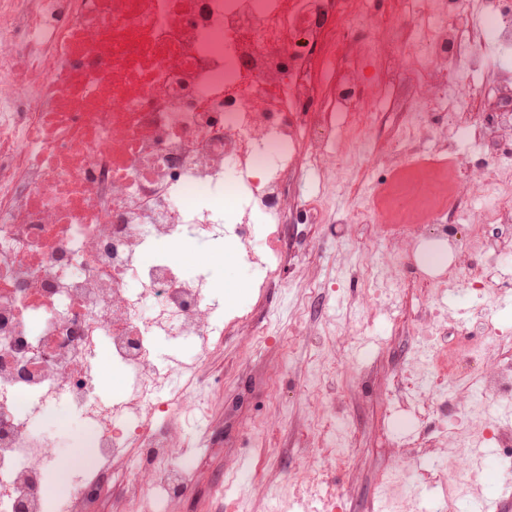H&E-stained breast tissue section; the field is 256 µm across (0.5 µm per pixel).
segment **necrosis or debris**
Returning <instances> with one entry per match:
<instances>
[{"instance_id":"necrosis-or-debris-1","label":"necrosis or debris","mask_w":512,"mask_h":512,"mask_svg":"<svg viewBox=\"0 0 512 512\" xmlns=\"http://www.w3.org/2000/svg\"><path fill=\"white\" fill-rule=\"evenodd\" d=\"M363 0H0V512H112L144 482L176 512L194 474L173 463L185 407L181 370L161 361L159 336L207 344L219 335L206 276L184 279L177 262L152 258L231 239L267 287L282 261L281 226L297 198L288 181L302 162L337 164L332 144L365 135L374 120L367 89L380 71L356 57L392 53L407 79L408 137L390 159L402 200L447 217L457 192L440 196L417 143L437 137L452 164L475 140L489 157L484 204L465 214L470 245L487 259L512 253L494 237L512 223V75L467 99L495 104L472 122L454 87L491 72L489 46L512 47V0H415L393 13L388 46L356 39ZM334 66L331 88L321 69ZM151 305L143 316V305ZM437 385L466 377L498 347L484 318ZM108 346L119 400L99 395L97 350ZM69 415H61L59 406ZM88 456L61 458L71 416ZM137 480L126 477L130 451ZM66 468L69 489L51 477ZM471 463L436 473L448 512L482 479Z\"/></svg>"}]
</instances>
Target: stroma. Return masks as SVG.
I'll list each match as a JSON object with an SVG mask.
<instances>
[{
  "label": "stroma",
  "mask_w": 512,
  "mask_h": 512,
  "mask_svg": "<svg viewBox=\"0 0 512 512\" xmlns=\"http://www.w3.org/2000/svg\"><path fill=\"white\" fill-rule=\"evenodd\" d=\"M385 80L372 87L379 105L366 143L337 140L344 162L336 169L303 167L291 180L297 196L319 198L333 214L385 207L394 170L383 159L404 131L400 111L406 81L389 57L377 60ZM440 225L410 230L390 225L310 224L295 209L282 227L288 260L276 285L256 287L237 258L235 244L210 246L185 239L195 262L186 277L206 275L212 296L244 315L222 345L208 352L160 338L159 354L173 356L204 374L188 395L207 413V432L188 427L176 453L197 460L199 474L181 500V512H319L328 489L335 512H442L426 498V482L437 470L457 469L461 456L453 439L441 438V415L423 375L417 335L434 311H447L438 346L452 350L471 320L460 285L441 268L423 266L436 246ZM447 263L463 277L483 279L480 304L502 341L500 351L479 360L481 370L512 358V287L500 276L485 279L482 263L466 247L447 250ZM319 306L308 311L307 284ZM391 286L379 301L373 284ZM328 377L333 394L315 390L314 376ZM448 396L465 417L471 444L494 449L492 469L475 489L493 512H512V459L486 427L506 425L501 412L470 413L469 384ZM336 416V435L316 424ZM223 439L214 455L204 439Z\"/></svg>",
  "instance_id": "obj_1"
}]
</instances>
